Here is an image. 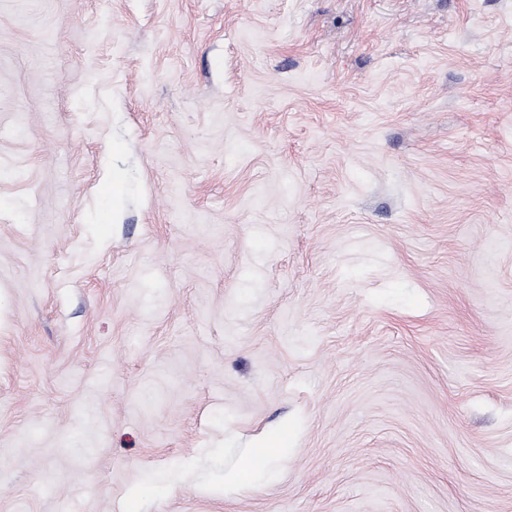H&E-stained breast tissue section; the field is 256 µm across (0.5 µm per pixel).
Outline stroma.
Wrapping results in <instances>:
<instances>
[{"mask_svg": "<svg viewBox=\"0 0 512 512\" xmlns=\"http://www.w3.org/2000/svg\"><path fill=\"white\" fill-rule=\"evenodd\" d=\"M0 512H512V0H0ZM288 429L269 443L251 448L242 455L234 470L225 476V489L249 485L260 477L271 474L273 464L288 452Z\"/></svg>", "mask_w": 512, "mask_h": 512, "instance_id": "35a3bbf8", "label": "stroma"}]
</instances>
